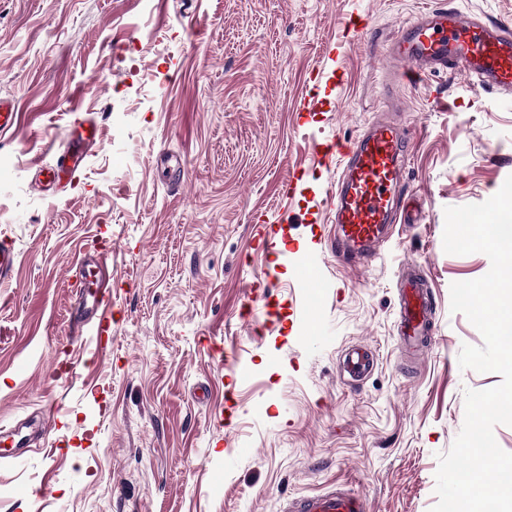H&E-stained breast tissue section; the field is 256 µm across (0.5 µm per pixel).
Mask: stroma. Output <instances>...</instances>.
I'll use <instances>...</instances> for the list:
<instances>
[{
    "label": "stroma",
    "instance_id": "1",
    "mask_svg": "<svg viewBox=\"0 0 512 512\" xmlns=\"http://www.w3.org/2000/svg\"><path fill=\"white\" fill-rule=\"evenodd\" d=\"M435 8L512 17V0H0V99L22 114L0 136V238L18 253L0 287V451L31 441L0 463V512H283L331 488L430 512L466 390L502 380L459 366L483 338L450 286L491 262L445 253L444 210L512 175V93L394 74L389 43ZM307 93L323 106L303 118ZM392 110L411 131L412 221L344 265L320 231L340 169L312 147ZM79 119L99 140L76 183L46 189ZM258 224L281 225L273 248ZM86 255L112 288L102 347L69 334ZM407 263L433 301L419 358L397 342ZM350 346L376 357L357 383Z\"/></svg>",
    "mask_w": 512,
    "mask_h": 512
}]
</instances>
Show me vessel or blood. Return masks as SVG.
Returning a JSON list of instances; mask_svg holds the SVG:
<instances>
[{
	"mask_svg": "<svg viewBox=\"0 0 512 512\" xmlns=\"http://www.w3.org/2000/svg\"><path fill=\"white\" fill-rule=\"evenodd\" d=\"M389 53L394 59L409 63V70L401 74L409 82L464 65L480 84L512 89V21L508 19L492 23L474 15L463 21L453 11L435 9L391 42ZM98 136L96 124L81 122L67 151L55 166L45 170L46 183L54 186L65 180H78L83 161ZM409 140L405 127L380 121L352 144L324 146V154L336 153L344 159L343 170L326 198L336 226L338 262L371 253L400 218L399 198ZM77 267L81 296L73 330L81 332L91 319L98 328H105L111 322L112 292L103 279L88 270L85 261H78ZM398 300L401 347L415 348L433 342L432 301L422 275L403 274ZM343 364L352 378L359 379L373 369L375 361L367 350L355 348L346 353ZM285 512H367V506L362 499L332 491L289 500Z\"/></svg>",
	"mask_w": 512,
	"mask_h": 512,
	"instance_id": "obj_1",
	"label": "vessel or blood"
}]
</instances>
